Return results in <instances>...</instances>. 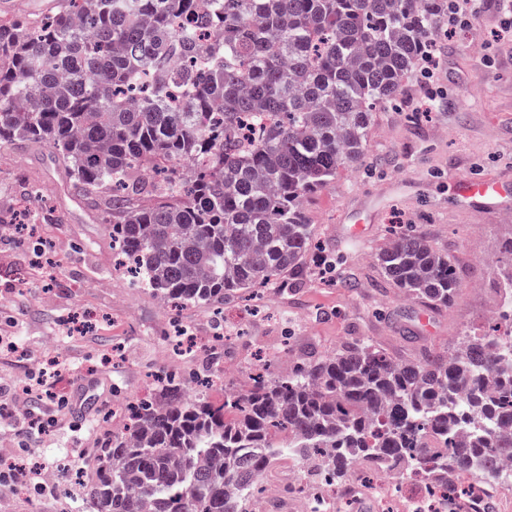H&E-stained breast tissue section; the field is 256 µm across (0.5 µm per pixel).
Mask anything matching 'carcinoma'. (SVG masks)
<instances>
[{
    "label": "carcinoma",
    "mask_w": 512,
    "mask_h": 512,
    "mask_svg": "<svg viewBox=\"0 0 512 512\" xmlns=\"http://www.w3.org/2000/svg\"><path fill=\"white\" fill-rule=\"evenodd\" d=\"M447 26L448 0H57L0 17V147L51 148L118 267L166 303L293 288L305 199L364 158L376 106ZM375 264L428 309L461 290L421 232H394ZM505 336L408 358L356 340L218 405L171 369L82 461L88 512H249L290 455L340 482L359 465L512 478Z\"/></svg>",
    "instance_id": "1"
}]
</instances>
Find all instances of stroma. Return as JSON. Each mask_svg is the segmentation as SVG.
I'll list each match as a JSON object with an SVG mask.
<instances>
[{"label": "stroma", "mask_w": 512, "mask_h": 512, "mask_svg": "<svg viewBox=\"0 0 512 512\" xmlns=\"http://www.w3.org/2000/svg\"><path fill=\"white\" fill-rule=\"evenodd\" d=\"M433 78L415 73L402 96L374 114L360 167L341 169L332 185L304 202L320 253L299 289L266 288L214 308L187 303L161 309L146 288L112 270V237L96 212L74 193L53 152L39 144L0 148V402L29 377L39 354L59 359L56 390L71 403L65 413L41 406L45 432L34 437L0 430V456L52 464L57 482L17 497L15 482L0 483V504L11 512H85L75 477L84 449L103 437L102 416L117 402L142 395L172 367L173 325L195 335H226V345L184 357V373L225 372L228 386L247 389L258 362L273 372L333 352L362 338L386 351L413 356L453 348L458 334L486 330L500 307L499 269L491 265L512 236V213L463 197L462 181L512 179V15L497 0L454 25L443 41ZM43 190L36 221L10 223L22 189ZM365 205L370 232L341 239L356 205ZM426 233L457 258L463 287L454 304L432 311L385 285L372 261L392 225ZM45 240L50 268L33 261ZM89 321L87 334L71 335Z\"/></svg>", "instance_id": "stroma-1"}]
</instances>
